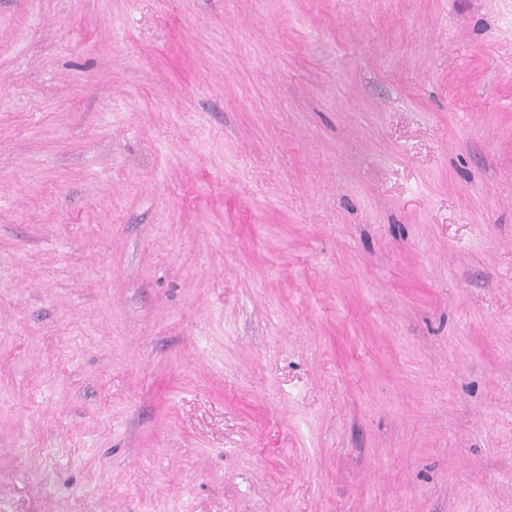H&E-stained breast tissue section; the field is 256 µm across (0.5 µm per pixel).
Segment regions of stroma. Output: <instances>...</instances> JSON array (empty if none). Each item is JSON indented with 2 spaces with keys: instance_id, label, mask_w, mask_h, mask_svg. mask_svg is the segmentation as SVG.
<instances>
[{
  "instance_id": "obj_1",
  "label": "stroma",
  "mask_w": 512,
  "mask_h": 512,
  "mask_svg": "<svg viewBox=\"0 0 512 512\" xmlns=\"http://www.w3.org/2000/svg\"><path fill=\"white\" fill-rule=\"evenodd\" d=\"M0 512H512V0H0Z\"/></svg>"
}]
</instances>
